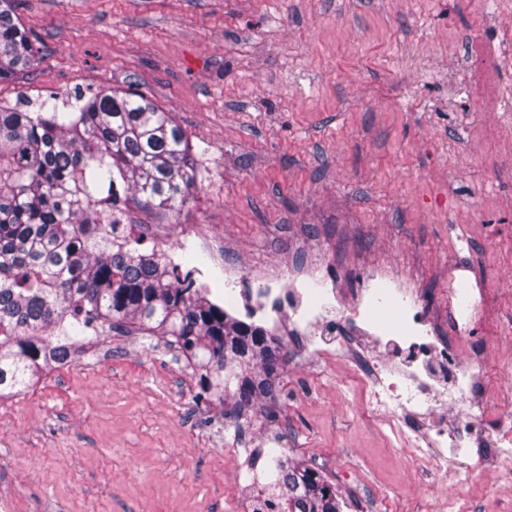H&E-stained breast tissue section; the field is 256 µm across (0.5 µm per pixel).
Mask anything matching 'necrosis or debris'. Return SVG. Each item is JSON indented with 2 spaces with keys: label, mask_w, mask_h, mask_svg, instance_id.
Segmentation results:
<instances>
[{
  "label": "necrosis or debris",
  "mask_w": 512,
  "mask_h": 512,
  "mask_svg": "<svg viewBox=\"0 0 512 512\" xmlns=\"http://www.w3.org/2000/svg\"><path fill=\"white\" fill-rule=\"evenodd\" d=\"M198 245L211 259L207 283L224 287L225 305H235L233 287L242 278L240 269L225 262L220 241L203 237ZM466 259L465 251H458L459 273L448 291L444 337L427 313L422 293L400 287L380 270L362 280L352 301L334 289L328 269L309 263L291 280L269 276L251 291L254 307L270 323L285 318L302 333L305 364L357 350L356 372L365 385L368 409L389 427L395 448L438 472L455 468L461 486L473 471L469 454L479 436L491 468L512 474V428L495 426L483 434L457 413L462 402L491 400L475 365L481 352L469 344L484 318L488 288L462 277ZM442 413L448 424L440 431L421 426V419Z\"/></svg>",
  "instance_id": "obj_1"
}]
</instances>
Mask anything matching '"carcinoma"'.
Segmentation results:
<instances>
[{"label":"carcinoma","mask_w":512,"mask_h":512,"mask_svg":"<svg viewBox=\"0 0 512 512\" xmlns=\"http://www.w3.org/2000/svg\"><path fill=\"white\" fill-rule=\"evenodd\" d=\"M37 51L14 0H0V84ZM71 112L0 105V397L70 365L89 330L158 336L195 368L198 397L238 419L278 394L277 339L230 316L189 269L118 236L120 189L173 211L200 173L170 113L138 91L99 90ZM277 512H341L316 470L278 461Z\"/></svg>","instance_id":"obj_1"}]
</instances>
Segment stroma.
<instances>
[{
	"label": "stroma",
	"mask_w": 512,
	"mask_h": 512,
	"mask_svg": "<svg viewBox=\"0 0 512 512\" xmlns=\"http://www.w3.org/2000/svg\"><path fill=\"white\" fill-rule=\"evenodd\" d=\"M38 61L0 102L39 111L132 88L172 112L203 182L133 224L201 230L250 272L327 263L353 294L365 268L429 291L463 242L492 291L477 344L512 424V0H15ZM500 61L501 95L470 90L469 46ZM492 239V250L483 242ZM282 392L235 427L205 405L164 340L104 331L69 367L0 398V512H243L238 484L269 454L321 473L342 512H435L455 489L408 463L366 408L355 364L308 367L278 334ZM462 512H512V475L480 472Z\"/></svg>",
	"instance_id": "obj_1"
}]
</instances>
